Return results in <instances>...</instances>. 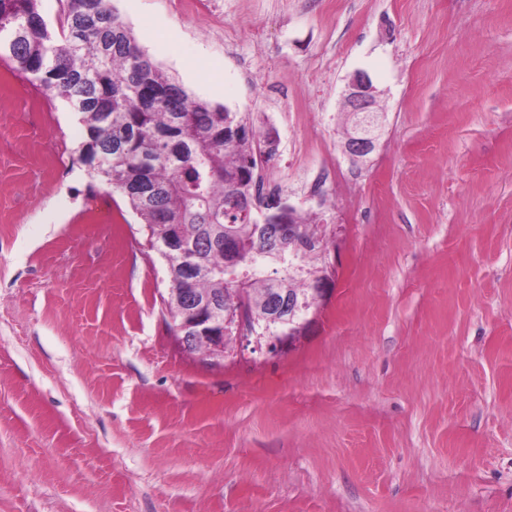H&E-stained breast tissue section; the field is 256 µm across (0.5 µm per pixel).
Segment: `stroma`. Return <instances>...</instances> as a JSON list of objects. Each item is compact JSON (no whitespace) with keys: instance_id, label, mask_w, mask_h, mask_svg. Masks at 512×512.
I'll use <instances>...</instances> for the list:
<instances>
[{"instance_id":"35a3bbf8","label":"stroma","mask_w":512,"mask_h":512,"mask_svg":"<svg viewBox=\"0 0 512 512\" xmlns=\"http://www.w3.org/2000/svg\"><path fill=\"white\" fill-rule=\"evenodd\" d=\"M111 0L261 172L332 290L270 354L182 351L168 264L0 60V512H512V0ZM365 72L381 136L345 151Z\"/></svg>"}]
</instances>
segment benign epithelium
<instances>
[{"label":"benign epithelium","mask_w":512,"mask_h":512,"mask_svg":"<svg viewBox=\"0 0 512 512\" xmlns=\"http://www.w3.org/2000/svg\"><path fill=\"white\" fill-rule=\"evenodd\" d=\"M375 99L376 90L369 77L363 72L355 73L347 84L344 98L345 109L352 113L354 120L353 134L346 140V152L353 158L365 157L375 148L382 126L380 115L375 113ZM330 291V278L326 275L283 301L278 298L282 289H272L273 295L267 297L269 309L265 320L270 324L288 322V334L273 338L270 345L273 352L295 345L308 327L306 315L310 310L318 309ZM168 297L183 312L182 321L174 326L179 346L186 351L189 345H196L205 351L210 364H222L228 342L224 327L243 324L239 299L235 297L222 302L202 298L189 307L183 288L168 289Z\"/></svg>","instance_id":"benign-epithelium-1"}]
</instances>
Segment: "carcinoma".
<instances>
[{"instance_id":"obj_1","label":"carcinoma","mask_w":512,"mask_h":512,"mask_svg":"<svg viewBox=\"0 0 512 512\" xmlns=\"http://www.w3.org/2000/svg\"><path fill=\"white\" fill-rule=\"evenodd\" d=\"M0 59L35 86L65 98L81 115L78 159L93 179L112 185L140 215L151 246L168 261L169 287L224 297L260 315L273 259L253 216L235 209L229 186L251 194L259 165L275 153L252 127L220 104L195 99L138 46L110 0H62L59 29L38 0H0ZM276 224L300 213L274 210ZM189 245L186 261L168 253V236ZM243 244L245 288L228 281L224 240Z\"/></svg>"}]
</instances>
